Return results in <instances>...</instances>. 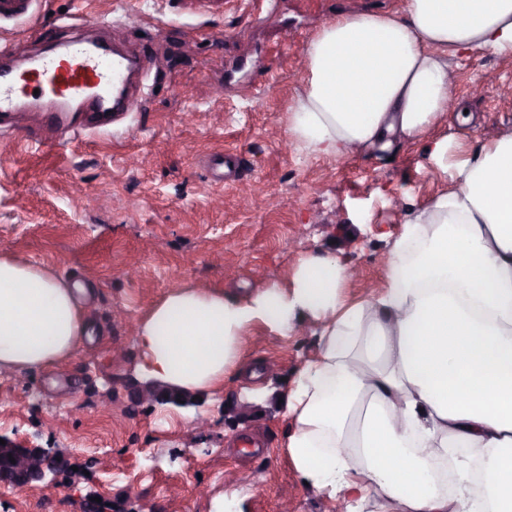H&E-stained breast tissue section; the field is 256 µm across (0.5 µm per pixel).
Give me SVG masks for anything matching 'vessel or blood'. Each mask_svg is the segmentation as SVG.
Listing matches in <instances>:
<instances>
[{"label": "vessel or blood", "mask_w": 512, "mask_h": 512, "mask_svg": "<svg viewBox=\"0 0 512 512\" xmlns=\"http://www.w3.org/2000/svg\"><path fill=\"white\" fill-rule=\"evenodd\" d=\"M129 79L126 57L83 40L62 45L19 73H0V112L19 113V97L36 96L60 113L112 111L113 88Z\"/></svg>", "instance_id": "b4317fda"}]
</instances>
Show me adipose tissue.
I'll list each match as a JSON object with an SVG mask.
<instances>
[{
    "label": "adipose tissue",
    "mask_w": 512,
    "mask_h": 512,
    "mask_svg": "<svg viewBox=\"0 0 512 512\" xmlns=\"http://www.w3.org/2000/svg\"><path fill=\"white\" fill-rule=\"evenodd\" d=\"M512 57V0H407L404 15L340 12L306 48L304 86L288 133L315 156L424 143L454 191L428 202L392 245L385 284L346 302L348 267L330 254L300 260L293 293L241 303L220 290L168 293L136 329V366L182 394L220 392L241 373L258 321L292 333L314 318L318 353L286 396L283 446L309 488L347 512H512V134L457 164L433 131L453 98L451 60ZM92 289L0 255V367L27 372L69 360L89 325ZM464 451L454 490L438 476Z\"/></svg>",
    "instance_id": "1"
}]
</instances>
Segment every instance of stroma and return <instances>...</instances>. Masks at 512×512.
<instances>
[{"instance_id": "stroma-1", "label": "stroma", "mask_w": 512, "mask_h": 512, "mask_svg": "<svg viewBox=\"0 0 512 512\" xmlns=\"http://www.w3.org/2000/svg\"><path fill=\"white\" fill-rule=\"evenodd\" d=\"M194 9L189 0H38L41 19L88 17L32 42L25 21L0 23L7 63L79 36L158 69V92L138 112L81 133L41 138L43 110L25 127L0 113L13 147L0 153V254L94 290L96 329L72 360L25 373L0 368V431L54 449L67 463L58 492L0 484V512H335L305 487L282 446L287 390L317 352L315 323L298 315L283 336L256 322L243 372L218 396L188 407L139 400L138 322L178 288H223L242 300L293 285L301 257L331 253L356 268L351 301L381 289L404 220L454 185L421 144L394 156L313 157L288 135L306 47L341 11L386 12L404 0H276L278 17L250 0ZM458 107L436 130L456 163L512 132V59L485 53L453 61ZM239 159L215 186L203 166L217 149Z\"/></svg>"}]
</instances>
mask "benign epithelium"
<instances>
[{
  "mask_svg": "<svg viewBox=\"0 0 512 512\" xmlns=\"http://www.w3.org/2000/svg\"><path fill=\"white\" fill-rule=\"evenodd\" d=\"M142 400L177 407L191 404L190 397L159 387L146 390ZM0 439L5 441L0 444V484L24 488L35 481L43 491L51 492L56 488L55 479L46 478V473H55L61 463L50 449L25 444L1 433Z\"/></svg>",
  "mask_w": 512,
  "mask_h": 512,
  "instance_id": "7a95c632",
  "label": "benign epithelium"
}]
</instances>
